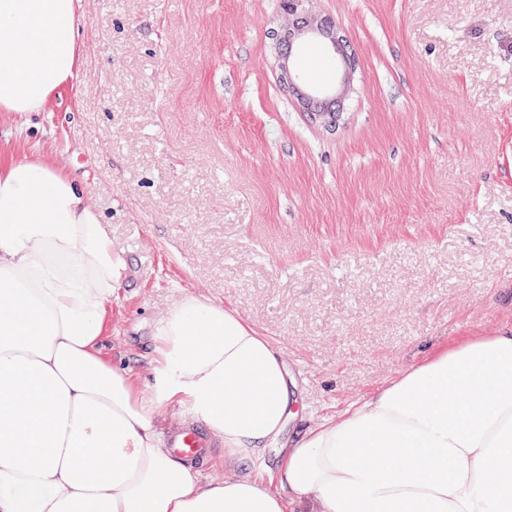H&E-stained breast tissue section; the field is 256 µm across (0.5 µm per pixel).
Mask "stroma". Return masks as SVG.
<instances>
[{
	"mask_svg": "<svg viewBox=\"0 0 512 512\" xmlns=\"http://www.w3.org/2000/svg\"><path fill=\"white\" fill-rule=\"evenodd\" d=\"M356 68L328 127L280 81V0H81L42 112L0 164L80 180L128 271L105 351L151 391L182 296L281 352L296 439L433 346L512 328V0H315Z\"/></svg>",
	"mask_w": 512,
	"mask_h": 512,
	"instance_id": "obj_1",
	"label": "stroma"
}]
</instances>
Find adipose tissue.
<instances>
[{"label": "adipose tissue", "instance_id": "obj_1", "mask_svg": "<svg viewBox=\"0 0 512 512\" xmlns=\"http://www.w3.org/2000/svg\"><path fill=\"white\" fill-rule=\"evenodd\" d=\"M80 0H0V111L41 112L79 64ZM127 260L76 179L0 166V512H512V330L436 348L256 473L288 373L238 312L186 295L152 332V393L105 356ZM184 407L221 482L154 423ZM208 436V435H207ZM210 441V456L208 461L204 464H195L199 466L203 471L204 476L210 481H221L224 480V476L226 475V471H224V451L223 446H221L218 441L213 438Z\"/></svg>", "mask_w": 512, "mask_h": 512}]
</instances>
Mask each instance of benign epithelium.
I'll use <instances>...</instances> for the list:
<instances>
[{"mask_svg":"<svg viewBox=\"0 0 512 512\" xmlns=\"http://www.w3.org/2000/svg\"><path fill=\"white\" fill-rule=\"evenodd\" d=\"M312 2L313 0H283V11L288 15V25L270 31V37L277 49L284 84L297 95L313 118L333 124L337 119L336 105L341 100L336 89L307 88L299 84L289 64L296 45L317 39L323 41L332 55L338 57L342 85L349 83L355 69L354 58L348 56L344 50L343 36L331 21L320 19L312 13Z\"/></svg>","mask_w":512,"mask_h":512,"instance_id":"obj_1","label":"benign epithelium"}]
</instances>
